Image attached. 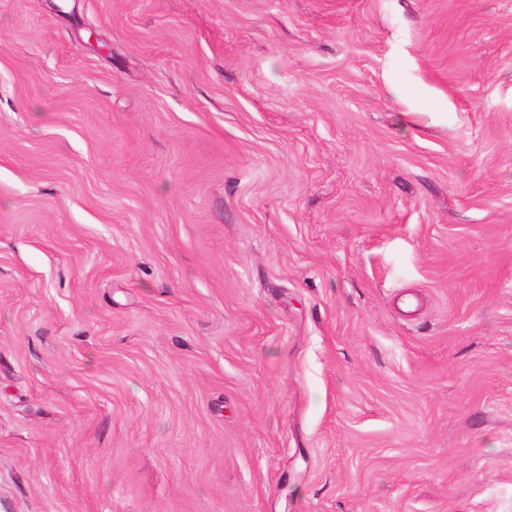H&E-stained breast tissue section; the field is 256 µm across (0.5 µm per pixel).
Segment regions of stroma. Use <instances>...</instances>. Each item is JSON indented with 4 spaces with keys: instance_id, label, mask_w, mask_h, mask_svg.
<instances>
[{
    "instance_id": "35a3bbf8",
    "label": "stroma",
    "mask_w": 512,
    "mask_h": 512,
    "mask_svg": "<svg viewBox=\"0 0 512 512\" xmlns=\"http://www.w3.org/2000/svg\"><path fill=\"white\" fill-rule=\"evenodd\" d=\"M0 512H512V0H0Z\"/></svg>"
}]
</instances>
